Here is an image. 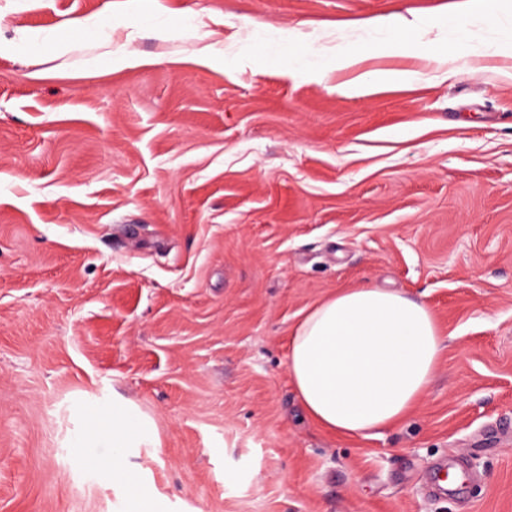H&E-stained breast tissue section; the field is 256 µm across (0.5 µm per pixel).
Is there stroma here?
Here are the masks:
<instances>
[{"label": "stroma", "instance_id": "35a3bbf8", "mask_svg": "<svg viewBox=\"0 0 512 512\" xmlns=\"http://www.w3.org/2000/svg\"><path fill=\"white\" fill-rule=\"evenodd\" d=\"M461 3L0 0V512H133L99 470L131 406L151 512H512V57L345 94L288 44L417 68V30L375 16L437 51L512 42V0H484L492 32ZM205 33L221 63L192 60ZM363 283L423 300L444 344L403 424L346 438L288 344Z\"/></svg>", "mask_w": 512, "mask_h": 512}]
</instances>
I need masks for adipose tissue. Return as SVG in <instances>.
<instances>
[{
  "label": "adipose tissue",
  "instance_id": "1",
  "mask_svg": "<svg viewBox=\"0 0 512 512\" xmlns=\"http://www.w3.org/2000/svg\"><path fill=\"white\" fill-rule=\"evenodd\" d=\"M441 351L425 302L368 284L340 288L295 329L288 375L313 421L339 436L368 437L407 419Z\"/></svg>",
  "mask_w": 512,
  "mask_h": 512
}]
</instances>
